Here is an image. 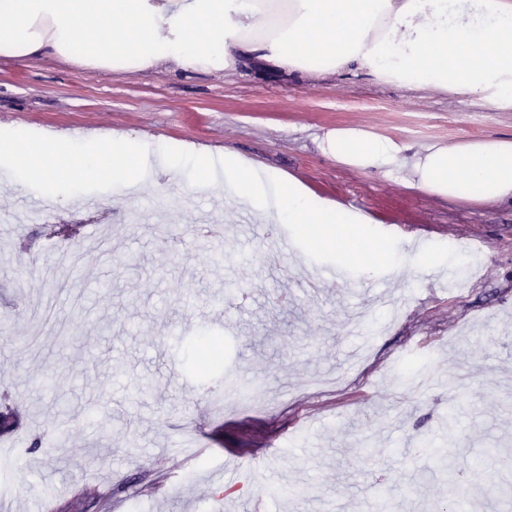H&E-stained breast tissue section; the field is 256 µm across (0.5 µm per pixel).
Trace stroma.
<instances>
[{
	"label": "stroma",
	"mask_w": 512,
	"mask_h": 512,
	"mask_svg": "<svg viewBox=\"0 0 512 512\" xmlns=\"http://www.w3.org/2000/svg\"><path fill=\"white\" fill-rule=\"evenodd\" d=\"M178 141L231 153L316 196L357 202L376 224L447 227L452 242L387 271L311 289L310 258L174 171L94 211L56 206L30 223L33 194L0 168V400L19 429L0 473V512H504L491 498L448 505L441 466L486 489L512 484V206L408 187L414 154L470 138H512V111L366 71L316 78L251 64L229 76L91 73L56 60L0 61V124ZM342 126L407 145L362 172L325 155ZM219 240L196 238L202 217ZM484 241L477 265L454 239ZM371 339L355 347L346 323ZM221 337V368L189 367ZM121 371L123 388L111 382ZM256 376L254 397L228 389ZM456 415H449L450 402ZM454 430H447L448 420ZM69 434L56 440L57 426ZM451 438L439 440L441 431ZM40 448H33L34 440ZM241 469L224 483V454Z\"/></svg>",
	"instance_id": "obj_1"
}]
</instances>
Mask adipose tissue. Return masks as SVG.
<instances>
[{
    "label": "adipose tissue",
    "instance_id": "1",
    "mask_svg": "<svg viewBox=\"0 0 512 512\" xmlns=\"http://www.w3.org/2000/svg\"><path fill=\"white\" fill-rule=\"evenodd\" d=\"M54 59L105 74H208L252 59L512 109V0H0V60ZM320 147L338 164L388 168L403 143L356 127ZM406 182L473 204L512 205V138L434 144Z\"/></svg>",
    "mask_w": 512,
    "mask_h": 512
}]
</instances>
